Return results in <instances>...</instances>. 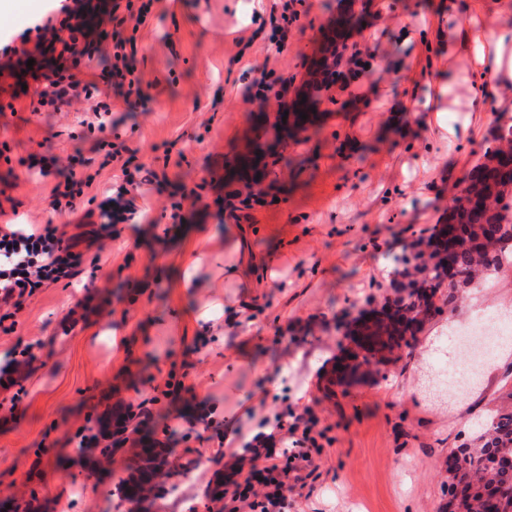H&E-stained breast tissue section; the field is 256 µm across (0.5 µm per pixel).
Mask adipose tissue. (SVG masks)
<instances>
[{
  "label": "adipose tissue",
  "mask_w": 512,
  "mask_h": 512,
  "mask_svg": "<svg viewBox=\"0 0 512 512\" xmlns=\"http://www.w3.org/2000/svg\"><path fill=\"white\" fill-rule=\"evenodd\" d=\"M468 8L467 0H442L436 22L423 27L422 36L452 54L473 51L477 74L470 107L481 112L490 89L512 86V0H489L478 35L462 22Z\"/></svg>",
  "instance_id": "1"
}]
</instances>
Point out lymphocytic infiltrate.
I'll return each instance as SVG.
<instances>
[{
    "instance_id": "lymphocytic-infiltrate-1",
    "label": "lymphocytic infiltrate",
    "mask_w": 512,
    "mask_h": 512,
    "mask_svg": "<svg viewBox=\"0 0 512 512\" xmlns=\"http://www.w3.org/2000/svg\"><path fill=\"white\" fill-rule=\"evenodd\" d=\"M160 0H55L34 26L22 31L18 43L0 45V56L18 54L20 45L32 44L34 52H45L51 67L38 75L32 109L59 112L77 102L91 103L82 121L94 133V149L105 151L118 165L122 182L115 193L105 196L87 217H98L105 238L119 234L118 227L132 220L137 209L133 201L146 179L133 170L130 159L113 147L110 134L117 125L115 112H134L145 106L143 76L133 62L136 32L149 20H164ZM105 60L98 72L89 71L90 62ZM77 160L55 159L61 181L49 193L53 210H75L77 201L91 186L93 176H80ZM77 243L54 224H20L7 220L0 225V333L13 331L8 320L20 310L26 295L63 280L73 279L82 263ZM274 430L259 433L243 442L241 450L218 447L212 454L227 458L224 471V512H290L293 491L303 486L324 450L327 439L320 419L311 410L288 408L272 416ZM158 425L147 402L127 407L115 422L99 424L81 435L79 445L97 448L103 444L123 448L132 435Z\"/></svg>"
}]
</instances>
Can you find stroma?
<instances>
[{"label":"stroma","mask_w":512,"mask_h":512,"mask_svg":"<svg viewBox=\"0 0 512 512\" xmlns=\"http://www.w3.org/2000/svg\"><path fill=\"white\" fill-rule=\"evenodd\" d=\"M278 0H163L162 23L138 33L135 61L148 97L146 111L127 112L121 139L133 163L154 170L143 185L146 214L121 225L108 241L106 264L93 269L88 200L111 187L113 170L92 151L78 112L32 111L30 73L15 71L14 111L0 115V208L27 221L63 225L87 257L71 285L25 298L16 330L0 334V353L40 341L30 375L0 399V503L57 512H133L111 497L127 477L133 448L93 464L74 443L90 417L117 403L153 400L159 419L176 427L173 465L185 468L176 493L155 498V512H222L207 482L224 464L200 467L207 442L188 422L209 404L224 411V431L251 429L246 408H311L327 426L316 469L294 492L292 512H440L448 452L488 408L512 403V355L490 356L479 386L464 399L433 396L430 371L457 366L447 343L449 321L473 322L480 306L512 309V267L484 295L467 291L453 313L426 319L414 351L400 349L357 381L336 383L335 365L354 344L347 328L370 307L394 298L395 257L421 233L443 223L460 180L483 162L493 121L468 112L472 60L449 58L426 43L415 20L432 19L439 0H303L288 34V50L267 57L269 15ZM354 8L363 20L345 45L374 47L365 74L336 103L321 101L307 132L288 139L290 165H275L259 185L264 205L221 218L217 200L244 185L233 176L253 142L272 137L276 112L243 102L252 63L268 62L287 78V98L301 89L337 13ZM458 82L443 92L441 69ZM79 154L95 180L78 212L53 210L55 176L41 177L50 157ZM195 190L200 203L183 197ZM183 222L171 228L172 203ZM241 228L257 259L249 278L230 281L238 254L226 241ZM193 271L195 287L184 285ZM277 285H270V272ZM250 306L252 320L207 336L230 309ZM75 312L77 325L63 320ZM184 378L192 392L159 398L153 381ZM206 478H199V471Z\"/></svg>","instance_id":"35a3bbf8"}]
</instances>
